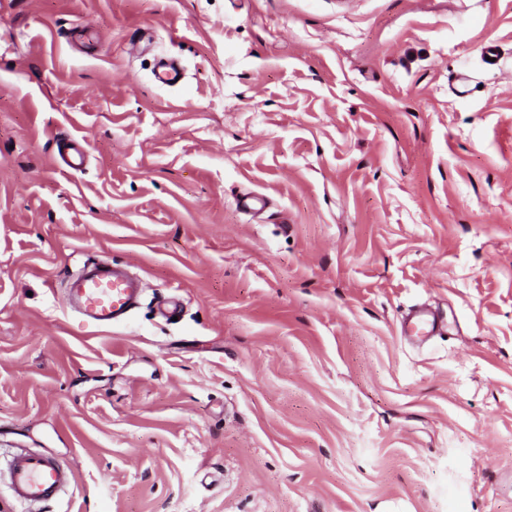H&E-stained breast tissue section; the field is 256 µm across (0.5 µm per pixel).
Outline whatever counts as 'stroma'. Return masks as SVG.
<instances>
[{
	"label": "stroma",
	"instance_id": "1",
	"mask_svg": "<svg viewBox=\"0 0 512 512\" xmlns=\"http://www.w3.org/2000/svg\"><path fill=\"white\" fill-rule=\"evenodd\" d=\"M510 73L512 0H0V461L72 467L44 512H512ZM90 258L149 284L109 328ZM403 333L411 340L424 341L442 335L447 324L442 314L431 307L421 305L409 310L403 319Z\"/></svg>",
	"mask_w": 512,
	"mask_h": 512
}]
</instances>
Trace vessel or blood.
<instances>
[{
	"label": "vessel or blood",
	"instance_id": "1",
	"mask_svg": "<svg viewBox=\"0 0 512 512\" xmlns=\"http://www.w3.org/2000/svg\"><path fill=\"white\" fill-rule=\"evenodd\" d=\"M145 288L144 280L130 278L116 267L92 264L70 282L66 304L78 307L91 323L109 327L125 317ZM446 328L442 314L425 305L411 308L403 319V333L413 340L443 334ZM0 480L7 482L27 512H42L71 485L73 470L52 457L21 449L12 454L6 469H0Z\"/></svg>",
	"mask_w": 512,
	"mask_h": 512
}]
</instances>
